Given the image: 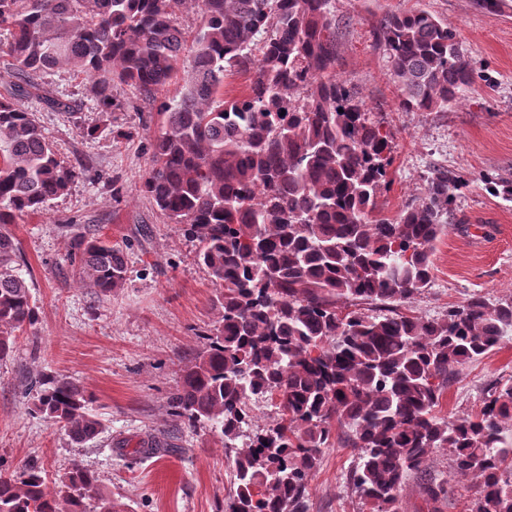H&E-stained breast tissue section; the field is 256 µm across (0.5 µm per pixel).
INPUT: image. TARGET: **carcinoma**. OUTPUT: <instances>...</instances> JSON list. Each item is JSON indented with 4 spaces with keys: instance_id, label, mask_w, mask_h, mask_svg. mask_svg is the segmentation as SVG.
I'll use <instances>...</instances> for the list:
<instances>
[{
    "instance_id": "cac0c4a2",
    "label": "carcinoma",
    "mask_w": 512,
    "mask_h": 512,
    "mask_svg": "<svg viewBox=\"0 0 512 512\" xmlns=\"http://www.w3.org/2000/svg\"><path fill=\"white\" fill-rule=\"evenodd\" d=\"M182 2L0 0L10 36L0 53L21 75H85L101 112L121 107L118 85L150 99L187 73L181 94L161 105L141 192L164 223L198 242L196 262L218 290L219 319L168 407L235 450L225 512H306L308 476L338 423L343 443L359 450L347 482L364 512H399L406 478L440 449L452 474L471 482L468 512H512V379L489 385L475 411L440 414L460 369L512 338V301L475 294L441 320L402 310L432 282L434 244L450 229L461 181L437 170L421 203L394 219L381 214L392 137L336 78L332 0H198L189 44L177 22ZM373 38L402 110L445 108L479 77L456 33L424 10L384 16ZM251 67L249 93L224 100V71ZM19 95L70 109L42 84ZM81 175L58 159L35 113L0 96V361L39 320L9 225L45 210ZM484 181L512 199V172ZM69 259L103 300L129 279L125 250L98 237H75ZM37 384L31 410L71 442L103 432L93 393L55 375ZM265 398L277 399V416L261 425L252 402ZM167 451L152 437L133 454ZM423 492L430 512H441L452 488L430 477ZM0 512L132 510L80 463L51 483L29 460L0 470Z\"/></svg>"
}]
</instances>
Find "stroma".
I'll use <instances>...</instances> for the list:
<instances>
[{
  "mask_svg": "<svg viewBox=\"0 0 512 512\" xmlns=\"http://www.w3.org/2000/svg\"><path fill=\"white\" fill-rule=\"evenodd\" d=\"M411 9L448 23L481 74L462 98L434 112L399 108L398 88L373 44L380 19ZM332 10L340 23L336 73L393 138V184L380 198L383 214L397 216L418 201L433 168H448L466 183L454 224L436 245L432 284L406 312L441 319L474 294L512 299V201L491 194L481 180L512 170V8L489 17L474 0H333ZM34 80L76 105L70 114L24 102L37 113L58 158L84 174L67 195L12 227L40 319L0 364V465L14 469L33 458L52 477L77 461L133 512H221L233 493L232 453L208 430L187 429L167 407L182 367L218 317L215 287L193 261L196 242L181 225L163 223L140 191L160 105L182 83L174 81L151 99L116 87L125 107L103 115L85 92V77L58 68ZM92 125L98 133L83 135ZM78 234L125 246L130 280L118 296L101 300L78 284L68 258ZM44 373L94 393L105 424L97 439L76 446L31 411L35 381ZM510 378L512 340L465 365L446 388L441 411L477 410L489 384ZM160 433L177 436L173 452L117 453L123 442ZM358 457L357 449L339 441L323 450L308 479V512H361L360 496L345 480Z\"/></svg>",
  "mask_w": 512,
  "mask_h": 512,
  "instance_id": "stroma-1",
  "label": "stroma"
}]
</instances>
